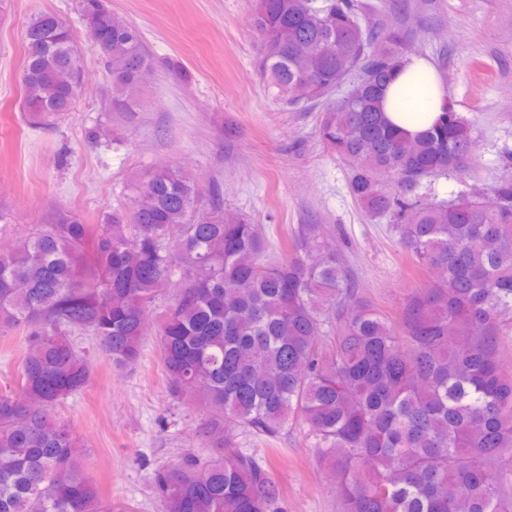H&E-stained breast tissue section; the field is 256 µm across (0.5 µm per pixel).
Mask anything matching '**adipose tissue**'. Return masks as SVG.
Returning <instances> with one entry per match:
<instances>
[{
    "label": "adipose tissue",
    "instance_id": "ef3b65f1",
    "mask_svg": "<svg viewBox=\"0 0 512 512\" xmlns=\"http://www.w3.org/2000/svg\"><path fill=\"white\" fill-rule=\"evenodd\" d=\"M446 96L436 67L424 57L408 55L386 90L384 109L391 123L416 135L440 117Z\"/></svg>",
    "mask_w": 512,
    "mask_h": 512
}]
</instances>
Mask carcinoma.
Listing matches in <instances>:
<instances>
[{
	"label": "carcinoma",
	"instance_id": "obj_1",
	"mask_svg": "<svg viewBox=\"0 0 512 512\" xmlns=\"http://www.w3.org/2000/svg\"><path fill=\"white\" fill-rule=\"evenodd\" d=\"M112 83L110 111L134 112L151 72L138 30L100 0H79ZM261 68L294 103L364 82L324 109L322 139L351 166L349 189L372 218L397 222L436 288L414 291L393 321L364 300L320 224L270 255L264 227L196 213L198 188L176 167L134 178L131 208L101 224L57 210L0 250V336L26 332L14 393L0 394V512H124L88 477L57 405L92 380V355L137 363L157 303L161 361L176 398L200 408L214 455L154 473L161 512H282V488L234 431L274 437L299 417L315 437L340 512H512V162L497 206L460 194L415 196L427 178L476 165L473 119L450 105L430 129L394 127L384 96L402 32L374 30L353 0H256ZM85 79L70 27L27 25L20 82L28 125L73 108ZM180 288L169 293L173 282Z\"/></svg>",
	"mask_w": 512,
	"mask_h": 512
}]
</instances>
